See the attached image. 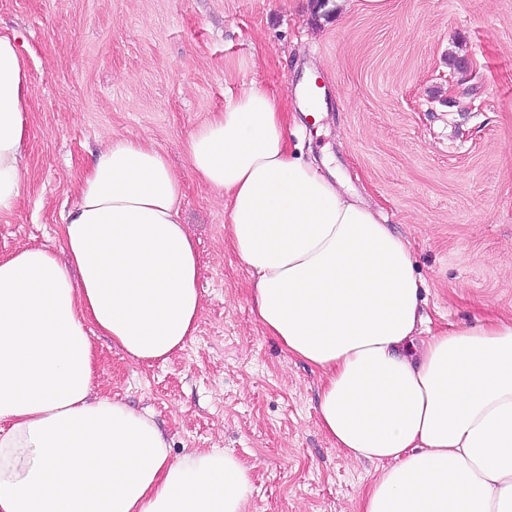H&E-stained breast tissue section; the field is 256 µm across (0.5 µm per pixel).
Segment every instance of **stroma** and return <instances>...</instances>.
Masks as SVG:
<instances>
[{
	"mask_svg": "<svg viewBox=\"0 0 512 512\" xmlns=\"http://www.w3.org/2000/svg\"><path fill=\"white\" fill-rule=\"evenodd\" d=\"M17 34L30 112L0 258L63 255L61 213L112 140L162 151L184 182L202 308L165 362L137 364L92 336L94 384L150 412L173 455L219 448L251 468L247 512H357L378 466L349 460L319 422L318 370L251 311V275L224 240L220 192L184 143L250 83L287 101L295 156L327 160L410 246L430 330L512 317V0H0ZM322 86V119L300 88Z\"/></svg>",
	"mask_w": 512,
	"mask_h": 512,
	"instance_id": "obj_1",
	"label": "stroma"
}]
</instances>
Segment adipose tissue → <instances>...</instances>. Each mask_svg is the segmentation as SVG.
Wrapping results in <instances>:
<instances>
[{"mask_svg": "<svg viewBox=\"0 0 512 512\" xmlns=\"http://www.w3.org/2000/svg\"><path fill=\"white\" fill-rule=\"evenodd\" d=\"M29 76L0 33V215L23 187ZM286 110L252 83L184 143L224 192L252 311L321 373L322 429L379 469L357 512H512V319L423 335L408 243L337 177L295 158ZM184 186L137 137L112 141L63 218L67 262L0 259V512H245L230 452L172 457L150 415L93 393L90 331L138 363L193 336L199 262Z\"/></svg>", "mask_w": 512, "mask_h": 512, "instance_id": "1", "label": "adipose tissue"}]
</instances>
